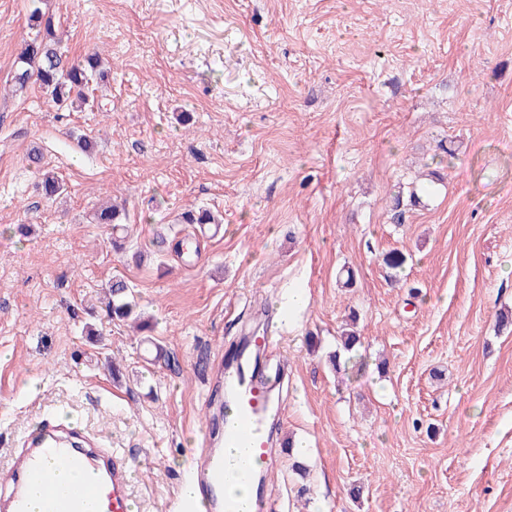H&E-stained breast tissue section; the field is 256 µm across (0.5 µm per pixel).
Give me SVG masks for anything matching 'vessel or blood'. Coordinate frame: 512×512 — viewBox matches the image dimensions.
<instances>
[{"mask_svg":"<svg viewBox=\"0 0 512 512\" xmlns=\"http://www.w3.org/2000/svg\"><path fill=\"white\" fill-rule=\"evenodd\" d=\"M280 342L267 335L248 339L221 363L215 382L226 400L216 403L201 445L191 453L195 495L179 499L178 512H279L264 479L280 462L267 427L285 413L272 400L281 373L259 355ZM65 470L83 473L84 481L61 486ZM35 480L47 489L41 512H86L89 503L98 512H131L128 461L75 424L43 421L40 436L23 444L0 474V512H30L27 490ZM233 484L255 486L246 510L228 495Z\"/></svg>","mask_w":512,"mask_h":512,"instance_id":"1","label":"vessel or blood"}]
</instances>
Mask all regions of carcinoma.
I'll use <instances>...</instances> for the list:
<instances>
[{"label":"carcinoma","instance_id":"1","mask_svg":"<svg viewBox=\"0 0 512 512\" xmlns=\"http://www.w3.org/2000/svg\"><path fill=\"white\" fill-rule=\"evenodd\" d=\"M28 25L34 36L25 41L11 78L12 92L21 94L36 85L59 110L85 112L93 110L94 101L87 96L91 84L102 82L106 75L100 54L86 52L82 58H70L61 49L62 39L54 18L35 7L28 16ZM29 160L41 173L38 190L47 199L65 191L64 182L51 170L42 166L40 153L33 151ZM94 222L117 230L119 212L106 206L97 211ZM105 314L112 321H124L135 314L134 299L128 284L122 280L110 283L104 296Z\"/></svg>","mask_w":512,"mask_h":512}]
</instances>
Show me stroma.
Listing matches in <instances>:
<instances>
[{
    "mask_svg": "<svg viewBox=\"0 0 512 512\" xmlns=\"http://www.w3.org/2000/svg\"><path fill=\"white\" fill-rule=\"evenodd\" d=\"M39 5L111 70L99 111L0 93V473L51 415L127 455L133 512H167L205 376L269 327L283 435L307 444L269 477L282 512H512V0ZM29 6L0 0V90ZM108 201L123 253L91 221ZM194 208L223 238L181 223ZM116 278L152 333L104 317ZM29 160L35 164L40 173V181L37 185L38 190L47 199H53L58 195H61L65 191L64 182L51 170L45 169L42 164V157L39 152L33 150L28 156Z\"/></svg>",
    "mask_w": 512,
    "mask_h": 512,
    "instance_id": "35a3bbf8",
    "label": "stroma"
}]
</instances>
